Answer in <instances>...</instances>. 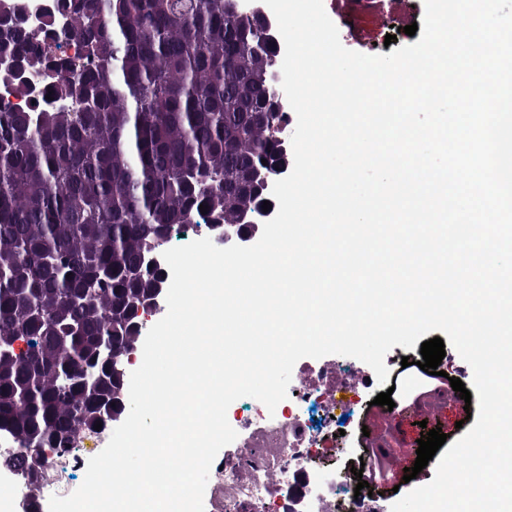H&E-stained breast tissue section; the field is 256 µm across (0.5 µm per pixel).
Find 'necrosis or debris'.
Returning a JSON list of instances; mask_svg holds the SVG:
<instances>
[{
	"label": "necrosis or debris",
	"mask_w": 512,
	"mask_h": 512,
	"mask_svg": "<svg viewBox=\"0 0 512 512\" xmlns=\"http://www.w3.org/2000/svg\"><path fill=\"white\" fill-rule=\"evenodd\" d=\"M29 22L39 28L53 59L78 62L83 50L68 35L65 19H51V0H27ZM328 367L317 379L296 383L275 411L257 404L246 414L229 408L227 419L237 438L224 453L210 491V512H357L358 503L334 460L324 459L322 444L333 441L338 415L355 403L335 395ZM316 417L306 415L308 404Z\"/></svg>",
	"instance_id": "1"
}]
</instances>
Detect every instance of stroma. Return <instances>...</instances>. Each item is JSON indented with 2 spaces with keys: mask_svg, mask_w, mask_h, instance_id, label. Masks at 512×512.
<instances>
[{
  "mask_svg": "<svg viewBox=\"0 0 512 512\" xmlns=\"http://www.w3.org/2000/svg\"><path fill=\"white\" fill-rule=\"evenodd\" d=\"M325 10L336 25L341 44L352 51L366 55L388 54L389 50L410 44L411 36L404 32L406 25L422 22L424 0H323ZM394 34V41H386V34ZM378 385L360 389L359 403L351 415L346 439L325 445L324 455L335 457L337 464H344L347 455L362 457L370 453L373 459L386 462V469L377 471L371 486L373 492L367 506L370 512H391L399 494L410 491L412 485L429 483L435 465H427L414 483L403 480L404 473L390 469L389 463L402 446L417 448L422 429H442L448 442L460 439L465 430L471 429L473 420L467 419L462 405L443 401L434 420L422 421L415 405H403L401 394H394V409L374 405V398L381 393ZM379 435L378 442H369L367 432Z\"/></svg>",
  "mask_w": 512,
  "mask_h": 512,
  "instance_id": "35a3bbf8",
  "label": "stroma"
}]
</instances>
